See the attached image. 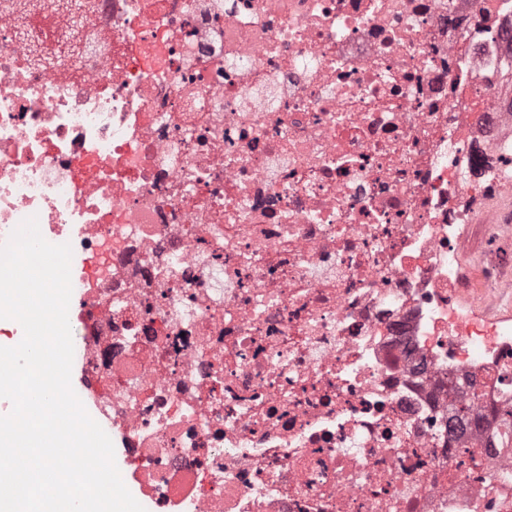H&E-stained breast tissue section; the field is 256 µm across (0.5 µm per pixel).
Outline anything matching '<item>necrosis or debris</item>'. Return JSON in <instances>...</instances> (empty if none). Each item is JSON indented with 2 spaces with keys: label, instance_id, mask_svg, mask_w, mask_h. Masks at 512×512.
Here are the masks:
<instances>
[{
  "label": "necrosis or debris",
  "instance_id": "necrosis-or-debris-1",
  "mask_svg": "<svg viewBox=\"0 0 512 512\" xmlns=\"http://www.w3.org/2000/svg\"><path fill=\"white\" fill-rule=\"evenodd\" d=\"M507 67L512 0H0V243L70 244L149 512H512V322L455 302Z\"/></svg>",
  "mask_w": 512,
  "mask_h": 512
}]
</instances>
